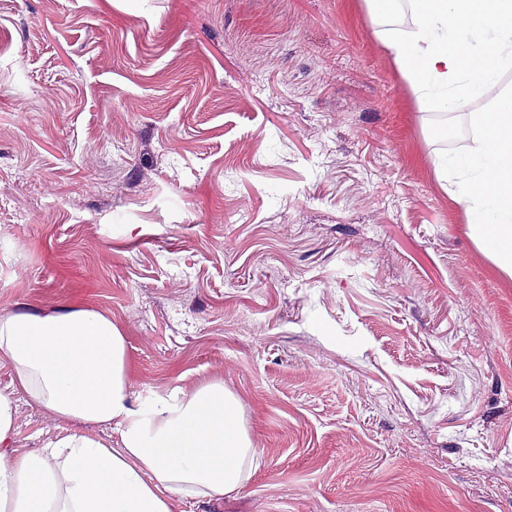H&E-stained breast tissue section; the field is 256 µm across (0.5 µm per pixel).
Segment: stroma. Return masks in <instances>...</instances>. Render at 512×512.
<instances>
[{
    "instance_id": "35a3bbf8",
    "label": "stroma",
    "mask_w": 512,
    "mask_h": 512,
    "mask_svg": "<svg viewBox=\"0 0 512 512\" xmlns=\"http://www.w3.org/2000/svg\"><path fill=\"white\" fill-rule=\"evenodd\" d=\"M367 0H0V317L123 334L134 399L223 382L259 451L175 512H512V277ZM17 452L76 422L14 397Z\"/></svg>"
}]
</instances>
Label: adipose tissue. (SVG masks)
Listing matches in <instances>:
<instances>
[{
    "instance_id": "obj_1",
    "label": "adipose tissue",
    "mask_w": 512,
    "mask_h": 512,
    "mask_svg": "<svg viewBox=\"0 0 512 512\" xmlns=\"http://www.w3.org/2000/svg\"><path fill=\"white\" fill-rule=\"evenodd\" d=\"M412 27L380 38L420 103L455 112L512 68V0H412ZM475 150L449 158L476 239L512 277V95L472 115ZM0 361L30 406L79 431L35 452H11L13 399L0 392V512H172L174 498L242 489L255 461L222 382L148 404L132 401L125 338L103 313L75 309L0 320ZM116 425L118 445L94 428Z\"/></svg>"
}]
</instances>
